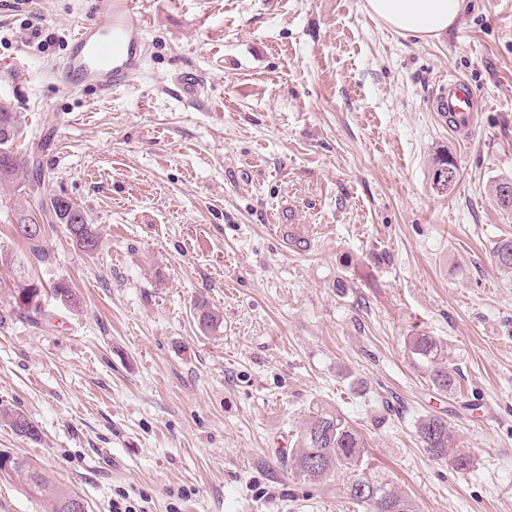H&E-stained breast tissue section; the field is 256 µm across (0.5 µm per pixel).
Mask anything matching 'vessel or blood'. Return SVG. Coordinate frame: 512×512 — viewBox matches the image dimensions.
Here are the masks:
<instances>
[{
    "label": "vessel or blood",
    "mask_w": 512,
    "mask_h": 512,
    "mask_svg": "<svg viewBox=\"0 0 512 512\" xmlns=\"http://www.w3.org/2000/svg\"><path fill=\"white\" fill-rule=\"evenodd\" d=\"M145 57L141 0H91L85 21L55 67L56 85L64 91L119 90L131 84ZM432 106L453 133L466 136L476 126L482 98L467 80L455 78Z\"/></svg>",
    "instance_id": "b4317fda"
}]
</instances>
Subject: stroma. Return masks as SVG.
I'll return each instance as SVG.
<instances>
[{"label":"stroma","mask_w":512,"mask_h":512,"mask_svg":"<svg viewBox=\"0 0 512 512\" xmlns=\"http://www.w3.org/2000/svg\"><path fill=\"white\" fill-rule=\"evenodd\" d=\"M146 59L131 89L59 90L50 78L89 0H0V102L42 143L51 192L85 208L86 254L46 227V262L15 237L0 186V451L112 512H361L341 481L289 459L319 405L344 413L417 512H512V275L495 242L512 211V0H466L423 41L364 0H144ZM202 89L188 102L178 78ZM486 108L467 139L430 106L448 80ZM448 154L452 192L429 187ZM41 283L43 317L11 306ZM67 280L80 305L57 301ZM223 324L200 331L195 305ZM448 348L456 393L407 350ZM447 419L468 470L415 431ZM450 168L454 169L456 171V174H455V172H452L448 176H452V177L455 175L456 176L450 183H448L446 193H448L456 184L457 175H458L457 165H456L455 161L450 156H448V154H440L433 160V162L431 164V169H430L429 175H430V186L434 192H437L438 194L439 193L443 194L436 190V183L439 181L438 177L441 175L442 172H448V173L451 172ZM448 176L446 175L447 182H448ZM0 418L7 419L15 433L21 437L34 440L39 436L37 427L22 412L11 410L1 405Z\"/></svg>","instance_id":"35a3bbf8"}]
</instances>
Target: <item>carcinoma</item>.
<instances>
[{
    "instance_id": "carcinoma-1",
    "label": "carcinoma",
    "mask_w": 512,
    "mask_h": 512,
    "mask_svg": "<svg viewBox=\"0 0 512 512\" xmlns=\"http://www.w3.org/2000/svg\"><path fill=\"white\" fill-rule=\"evenodd\" d=\"M20 135L16 113L9 105L0 103V184L14 181L20 169L35 162L34 150L25 156L20 155L17 145ZM452 169H457L455 161L446 154L438 155L431 164V188H436L441 173ZM494 192L500 207L512 210V181L499 182ZM25 194L37 201V208L18 204L16 224H61L82 251L91 254L97 249V230L88 222L85 211L72 199L47 192L42 174L37 173L28 180ZM22 239L35 259L40 262L48 259L44 236L24 234ZM493 255L500 269L512 272V238L496 242ZM41 292L39 284L29 282L21 286L14 296L18 311L35 324L42 313L39 304ZM52 292L69 306H77V298L69 282L58 281ZM196 319L200 328L208 331L222 324L220 316L203 304L196 307ZM408 350L428 373L434 389L444 394L456 391L458 369L448 362V350L443 342L421 333L410 338ZM0 418L7 419L21 437L34 440L39 436L37 427L22 412L0 406ZM417 435L433 458L449 461L461 471L471 465V457L459 448L456 435L444 418L435 415L422 418L417 424ZM290 458L296 473L311 482L335 477L341 479L348 498L366 512H416L414 504L397 490L391 479L383 474L366 472L362 437L337 410L318 406L311 411L297 437V447L291 449ZM0 472L23 475L31 493L41 502L43 512H65L66 500L77 496L74 491L50 480L35 461L23 456L1 452Z\"/></svg>"
}]
</instances>
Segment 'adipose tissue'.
Here are the masks:
<instances>
[{
	"label": "adipose tissue",
	"mask_w": 512,
	"mask_h": 512,
	"mask_svg": "<svg viewBox=\"0 0 512 512\" xmlns=\"http://www.w3.org/2000/svg\"><path fill=\"white\" fill-rule=\"evenodd\" d=\"M367 11L383 24L427 40L448 31L465 7V0H365Z\"/></svg>",
	"instance_id": "ef3b65f1"
}]
</instances>
